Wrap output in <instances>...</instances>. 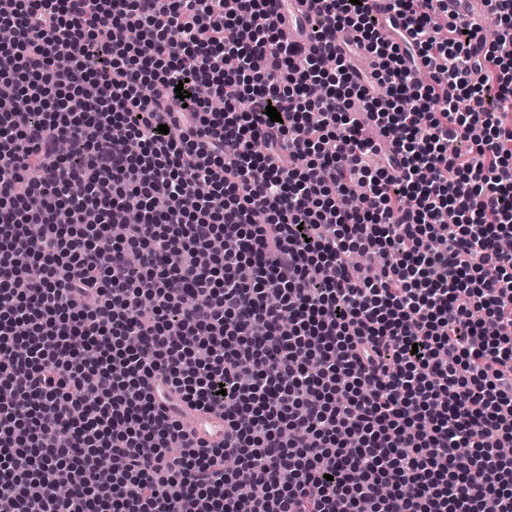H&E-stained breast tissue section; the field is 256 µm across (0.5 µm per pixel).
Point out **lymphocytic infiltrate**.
<instances>
[{"mask_svg":"<svg viewBox=\"0 0 512 512\" xmlns=\"http://www.w3.org/2000/svg\"><path fill=\"white\" fill-rule=\"evenodd\" d=\"M285 2L0 0V512H512V0ZM448 4V16L451 17L455 13H459L461 17H468L472 13H479L472 17V20L477 25L478 36H481L487 44H489L494 37L486 35L483 28V21L488 17L485 12V4L483 0H443ZM190 431L195 438L207 445L224 442V420L217 418L210 412L199 411L195 413Z\"/></svg>","mask_w":512,"mask_h":512,"instance_id":"obj_1","label":"lymphocytic infiltrate"}]
</instances>
